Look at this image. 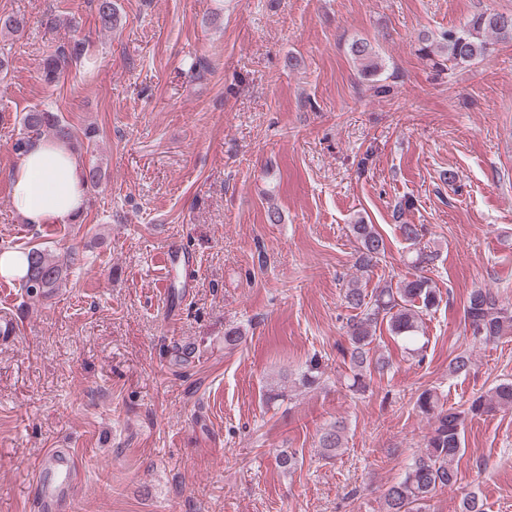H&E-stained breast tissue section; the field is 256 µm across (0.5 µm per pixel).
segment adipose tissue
<instances>
[{
  "instance_id": "ef3b65f1",
  "label": "adipose tissue",
  "mask_w": 512,
  "mask_h": 512,
  "mask_svg": "<svg viewBox=\"0 0 512 512\" xmlns=\"http://www.w3.org/2000/svg\"><path fill=\"white\" fill-rule=\"evenodd\" d=\"M11 201L23 223L71 224L86 209L84 168L67 143L39 139L10 175Z\"/></svg>"
}]
</instances>
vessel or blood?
Here are the masks:
<instances>
[{
	"label": "vessel or blood",
	"mask_w": 512,
	"mask_h": 512,
	"mask_svg": "<svg viewBox=\"0 0 512 512\" xmlns=\"http://www.w3.org/2000/svg\"><path fill=\"white\" fill-rule=\"evenodd\" d=\"M79 467V460L70 448H51L42 455L34 482L36 512H57L73 498Z\"/></svg>",
	"instance_id": "vessel-or-blood-1"
}]
</instances>
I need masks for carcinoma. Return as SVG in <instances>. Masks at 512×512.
I'll list each match as a JSON object with an SVG mask.
<instances>
[{
    "mask_svg": "<svg viewBox=\"0 0 512 512\" xmlns=\"http://www.w3.org/2000/svg\"><path fill=\"white\" fill-rule=\"evenodd\" d=\"M96 12L101 29H112L117 21L113 0H96ZM489 32L504 38L512 36V13H477L464 27L444 31L439 44L432 46L425 40L421 41L418 53L436 68L440 66V62L434 58L436 52L442 54L452 68L469 65L487 52L488 42L484 40V35ZM84 54L85 43L82 41L58 47L46 62L47 82L58 80L70 64ZM350 54L361 64L363 77L379 75V56L369 41L359 39L352 42ZM23 126L26 133L15 142V152L20 156L31 142L46 131L71 146L77 139L71 126L49 109L26 113ZM352 231L360 244L361 269L367 271L386 257V241L374 225L354 224ZM399 231L408 245L415 249L414 266L417 273L401 280L394 289L381 288L371 294L365 293L356 281L350 282L345 288V301L357 310L346 329L349 344L346 353L353 372L349 388L355 392L367 388V380L373 374L380 375L390 367L389 360L374 347L377 326L386 324L389 332L401 338L410 354L421 361L425 358L428 345L424 340L423 317L436 309L441 301L432 279L424 275L433 265L436 252L420 247L422 227L418 224H401ZM25 255L27 270L19 279L21 291L29 298L53 296L67 280L66 264L41 247L33 246ZM465 316L473 339L481 343L496 341L512 330V311L486 288L475 289L469 294ZM471 366V354L463 350L451 359L449 371L459 376L468 373ZM416 408L432 421V428L425 438L424 450L414 459L404 477L386 489L385 512H421L424 503L436 491L453 487L457 482L454 461L462 451V411L445 408L433 389H425L418 395ZM511 408L512 382L503 381L487 394L473 398L467 412L477 415ZM345 430L344 423L338 421L321 434L319 448L323 454L330 456L343 448Z\"/></svg>",
    "mask_w": 512,
    "mask_h": 512,
    "instance_id": "carcinoma-1",
    "label": "carcinoma"
}]
</instances>
